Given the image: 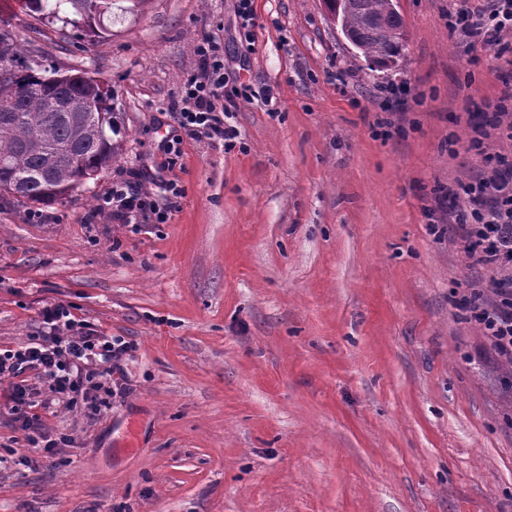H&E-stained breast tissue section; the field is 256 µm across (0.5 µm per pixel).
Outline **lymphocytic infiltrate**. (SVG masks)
<instances>
[{
	"mask_svg": "<svg viewBox=\"0 0 512 512\" xmlns=\"http://www.w3.org/2000/svg\"><path fill=\"white\" fill-rule=\"evenodd\" d=\"M448 28L471 46L501 44L504 33L512 32V0H485L477 9L466 7L464 0H452ZM195 53L198 69L188 76L184 94L172 111L184 130L221 142L233 135L224 126L229 103L247 96L249 87L226 89L224 56L213 39L200 42ZM501 99L468 144L470 152L484 158L486 171L467 183L448 184L438 205L447 209L449 224L463 232L470 259L501 274L493 283L496 302H485L482 293L474 292L461 307L481 325L499 355L512 357V154H492L486 146L495 130L512 140V113L504 108L505 102H512V79L505 81ZM97 212L121 224H164L169 219L155 192L127 181L112 183L101 194ZM42 320L44 335L0 352V384L9 385L16 423L49 459L69 440L46 431L34 407L43 399L68 406L81 402L95 409L104 398L123 394L115 372L130 345L88 329L71 306L62 303L44 308Z\"/></svg>",
	"mask_w": 512,
	"mask_h": 512,
	"instance_id": "lymphocytic-infiltrate-1",
	"label": "lymphocytic infiltrate"
}]
</instances>
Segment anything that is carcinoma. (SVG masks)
Wrapping results in <instances>:
<instances>
[{
	"instance_id": "1",
	"label": "carcinoma",
	"mask_w": 512,
	"mask_h": 512,
	"mask_svg": "<svg viewBox=\"0 0 512 512\" xmlns=\"http://www.w3.org/2000/svg\"><path fill=\"white\" fill-rule=\"evenodd\" d=\"M146 0H26L29 10L58 20L81 35L98 37L104 21L136 15ZM339 20L365 59L382 69L408 50L404 36L389 37L374 24L384 19L392 29L405 23L394 0H341ZM82 71L66 72L62 82L48 80L30 66L0 68V88L11 90L18 111L0 112V194L30 203L63 200L79 187L100 178L112 166L119 144L112 112V86L88 82ZM91 99L90 112L52 111L58 97Z\"/></svg>"
}]
</instances>
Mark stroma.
Wrapping results in <instances>:
<instances>
[{"mask_svg":"<svg viewBox=\"0 0 512 512\" xmlns=\"http://www.w3.org/2000/svg\"><path fill=\"white\" fill-rule=\"evenodd\" d=\"M237 5L147 0L97 41L0 0L22 60L111 80L121 129L50 221L0 196V349L57 303L132 346L109 407L41 411L71 440L49 461L0 385V512H512V388L454 306L497 272L426 215L483 168L469 112L503 90L494 48L449 31L448 0H397L408 51L378 71L324 0H253L248 39ZM206 37L253 92L223 144L169 110ZM168 179L167 223L94 213L112 182Z\"/></svg>","mask_w":512,"mask_h":512,"instance_id":"obj_1","label":"stroma"}]
</instances>
